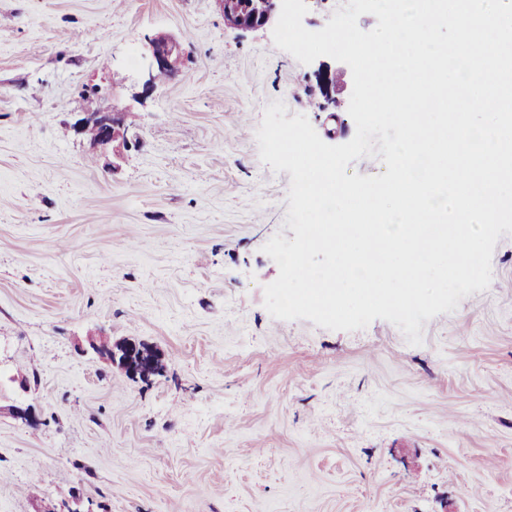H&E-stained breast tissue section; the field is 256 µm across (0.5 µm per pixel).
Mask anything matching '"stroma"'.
<instances>
[{
  "instance_id": "1",
  "label": "stroma",
  "mask_w": 512,
  "mask_h": 512,
  "mask_svg": "<svg viewBox=\"0 0 512 512\" xmlns=\"http://www.w3.org/2000/svg\"><path fill=\"white\" fill-rule=\"evenodd\" d=\"M157 32L183 53L147 92ZM324 67L216 0H0V512H512V234L419 346L264 307L262 247L295 234L256 131L280 100L350 141L352 76L334 112L307 104ZM107 109L136 142L112 162L73 130ZM106 346L105 353L113 364H117L126 373L133 376L149 377L162 371V358L150 348L130 342L109 345L107 336H101Z\"/></svg>"
}]
</instances>
